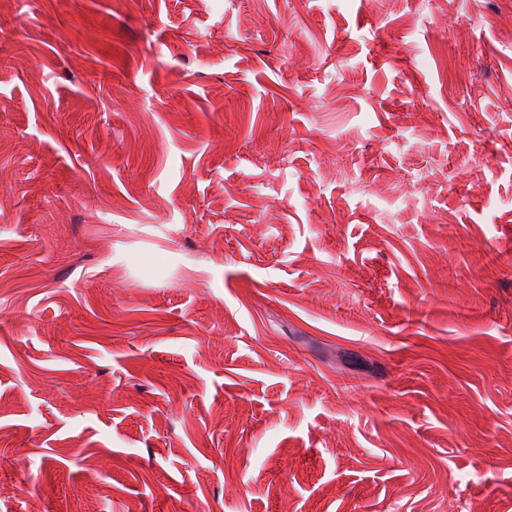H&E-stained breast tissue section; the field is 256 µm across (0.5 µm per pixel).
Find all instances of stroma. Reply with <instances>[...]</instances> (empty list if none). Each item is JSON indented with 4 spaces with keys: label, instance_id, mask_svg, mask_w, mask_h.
Instances as JSON below:
<instances>
[{
    "label": "stroma",
    "instance_id": "stroma-1",
    "mask_svg": "<svg viewBox=\"0 0 512 512\" xmlns=\"http://www.w3.org/2000/svg\"><path fill=\"white\" fill-rule=\"evenodd\" d=\"M512 512V0H0V512Z\"/></svg>",
    "mask_w": 512,
    "mask_h": 512
}]
</instances>
